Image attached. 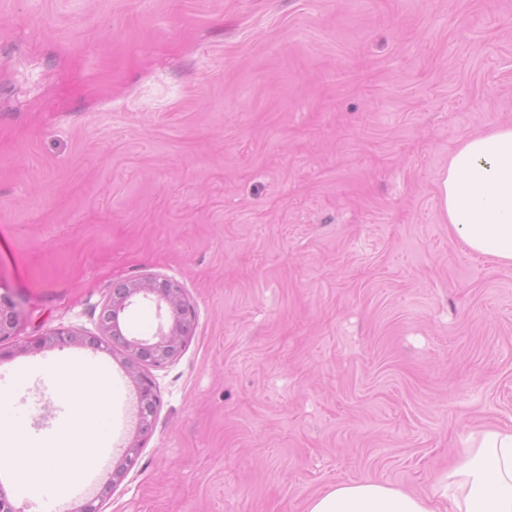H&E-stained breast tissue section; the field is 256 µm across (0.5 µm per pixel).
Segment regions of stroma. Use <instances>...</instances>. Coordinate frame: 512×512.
Here are the masks:
<instances>
[{"instance_id": "stroma-1", "label": "stroma", "mask_w": 512, "mask_h": 512, "mask_svg": "<svg viewBox=\"0 0 512 512\" xmlns=\"http://www.w3.org/2000/svg\"><path fill=\"white\" fill-rule=\"evenodd\" d=\"M512 125V0H0V369L31 433L49 366L92 359L114 288L178 281L180 355L136 464L78 512H305L330 486L427 491L469 430L512 428V265L439 181ZM79 337L38 349L39 336ZM17 320L16 304L8 297L0 295V342L10 337Z\"/></svg>"}]
</instances>
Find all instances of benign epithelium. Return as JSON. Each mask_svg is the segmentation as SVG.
I'll use <instances>...</instances> for the list:
<instances>
[{
  "label": "benign epithelium",
  "instance_id": "obj_1",
  "mask_svg": "<svg viewBox=\"0 0 512 512\" xmlns=\"http://www.w3.org/2000/svg\"><path fill=\"white\" fill-rule=\"evenodd\" d=\"M152 298L157 310L166 309L173 316L171 326L164 330L159 329L155 335L156 341L147 342L134 338H124L119 326V317L122 312L133 304L137 296ZM17 320L16 304L7 296L0 295V342L10 337ZM195 322V311L187 303L180 283L172 279L149 278L135 281L129 285L119 287L112 302L104 307L101 315L100 329L103 335L121 343L131 352L137 360L153 366H161L173 359L184 347L186 339L192 334ZM74 340V335L67 330H58L41 337L37 346L67 345ZM134 383L139 390L140 397L152 414L158 403V396L151 378L142 374H133ZM149 430V419L145 418L139 423L138 432L127 448L123 451L119 462L112 471V478H119L131 468L138 457V450L142 447L143 438Z\"/></svg>",
  "mask_w": 512,
  "mask_h": 512
}]
</instances>
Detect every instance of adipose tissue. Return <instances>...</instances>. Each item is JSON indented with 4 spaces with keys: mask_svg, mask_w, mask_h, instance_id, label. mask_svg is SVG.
<instances>
[{
    "mask_svg": "<svg viewBox=\"0 0 512 512\" xmlns=\"http://www.w3.org/2000/svg\"><path fill=\"white\" fill-rule=\"evenodd\" d=\"M451 229L475 253L512 264V125L465 140L439 186ZM69 427L43 442L11 414L14 392L0 391V471L32 489L63 490L100 457L109 431L112 386L95 362L54 368ZM307 512H512V429L469 433L454 464L437 472L429 493L374 481L339 484L312 497Z\"/></svg>",
    "mask_w": 512,
    "mask_h": 512,
    "instance_id": "adipose-tissue-1",
    "label": "adipose tissue"
}]
</instances>
